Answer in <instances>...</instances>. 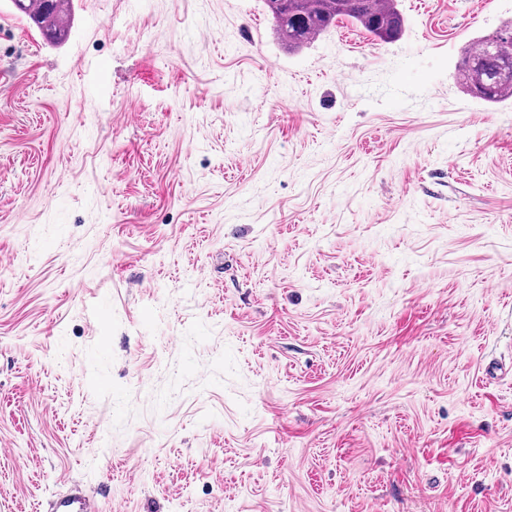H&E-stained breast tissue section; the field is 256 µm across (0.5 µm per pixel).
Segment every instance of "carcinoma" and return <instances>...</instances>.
<instances>
[{
    "instance_id": "1",
    "label": "carcinoma",
    "mask_w": 512,
    "mask_h": 512,
    "mask_svg": "<svg viewBox=\"0 0 512 512\" xmlns=\"http://www.w3.org/2000/svg\"><path fill=\"white\" fill-rule=\"evenodd\" d=\"M278 38L291 49L305 46L313 36L348 19L380 40L398 38L404 17L397 0H264ZM49 41L67 36L71 0H12ZM462 76L469 91L488 104L512 99V35L484 37L466 52Z\"/></svg>"
}]
</instances>
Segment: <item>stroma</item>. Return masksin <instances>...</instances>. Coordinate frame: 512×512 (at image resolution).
Listing matches in <instances>:
<instances>
[{
    "instance_id": "35a3bbf8",
    "label": "stroma",
    "mask_w": 512,
    "mask_h": 512,
    "mask_svg": "<svg viewBox=\"0 0 512 512\" xmlns=\"http://www.w3.org/2000/svg\"><path fill=\"white\" fill-rule=\"evenodd\" d=\"M399 8L0 0V512H512V0ZM37 1V6L30 10L29 4ZM71 0H12L11 3L21 13L27 15L42 31L49 41H60L67 36ZM275 31L288 48L305 46L316 33L348 19L380 40L398 38L404 17L397 0H264ZM478 43L464 59L467 88L488 104L512 99V32H499ZM50 512H96V508L91 498L75 490L58 498Z\"/></svg>"
}]
</instances>
